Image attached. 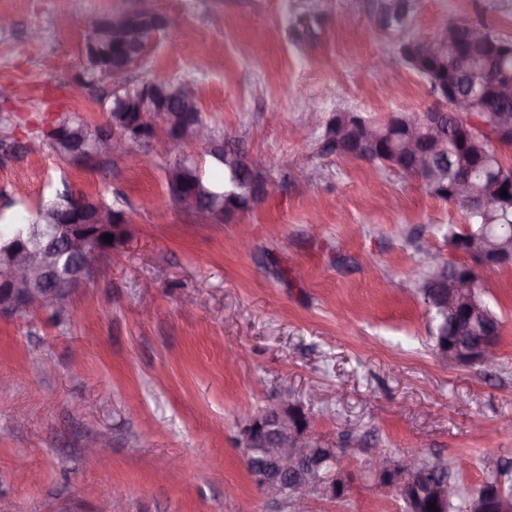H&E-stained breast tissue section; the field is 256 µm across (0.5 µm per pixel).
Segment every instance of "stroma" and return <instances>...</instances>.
Instances as JSON below:
<instances>
[{
    "label": "stroma",
    "instance_id": "stroma-1",
    "mask_svg": "<svg viewBox=\"0 0 512 512\" xmlns=\"http://www.w3.org/2000/svg\"><path fill=\"white\" fill-rule=\"evenodd\" d=\"M169 25L122 83L194 81L217 139L267 161L276 197L226 219L173 204L165 168L206 145L133 146L96 164L38 147L61 117L104 121L113 91L73 94L89 19L110 0H0V224L71 190L122 210L124 235L67 313L0 316V512H292L254 484L249 416L303 410L353 480L313 512H404L365 462L440 457L465 492L512 463V266L484 271L499 364L442 360L417 292L464 213L421 180L323 146L338 112L431 107L403 42L451 23L512 37V0H122ZM41 367L30 371L31 353ZM108 462L88 455L100 437Z\"/></svg>",
    "mask_w": 512,
    "mask_h": 512
}]
</instances>
